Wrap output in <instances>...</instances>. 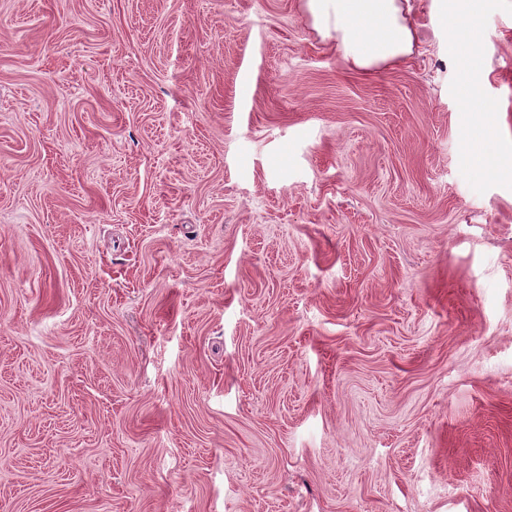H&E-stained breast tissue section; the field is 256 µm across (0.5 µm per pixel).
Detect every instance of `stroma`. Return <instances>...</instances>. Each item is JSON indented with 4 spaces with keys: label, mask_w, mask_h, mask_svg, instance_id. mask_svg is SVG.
<instances>
[{
    "label": "stroma",
    "mask_w": 512,
    "mask_h": 512,
    "mask_svg": "<svg viewBox=\"0 0 512 512\" xmlns=\"http://www.w3.org/2000/svg\"><path fill=\"white\" fill-rule=\"evenodd\" d=\"M362 73L304 0H0V512H512V0ZM479 0H454V5L444 15V24L459 45V60L463 70V98L468 112L483 111L482 101L477 95L475 75L479 59L486 47L477 38Z\"/></svg>",
    "instance_id": "stroma-1"
}]
</instances>
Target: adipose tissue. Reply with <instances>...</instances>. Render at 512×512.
<instances>
[{"label":"adipose tissue","mask_w":512,"mask_h":512,"mask_svg":"<svg viewBox=\"0 0 512 512\" xmlns=\"http://www.w3.org/2000/svg\"><path fill=\"white\" fill-rule=\"evenodd\" d=\"M314 27L335 36L342 58L354 68L370 71L396 63L413 51L414 36L404 0H306ZM477 0H454L444 24L459 45L463 98L468 111L482 110L475 75L486 51L477 38Z\"/></svg>","instance_id":"1"}]
</instances>
